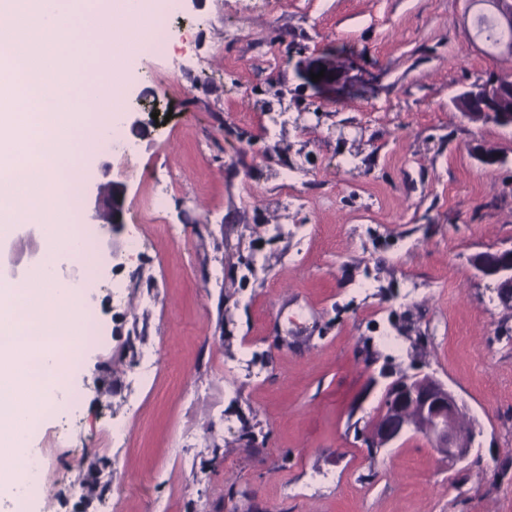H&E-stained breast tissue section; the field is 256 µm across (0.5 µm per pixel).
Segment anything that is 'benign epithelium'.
I'll return each mask as SVG.
<instances>
[{
  "label": "benign epithelium",
  "mask_w": 512,
  "mask_h": 512,
  "mask_svg": "<svg viewBox=\"0 0 512 512\" xmlns=\"http://www.w3.org/2000/svg\"><path fill=\"white\" fill-rule=\"evenodd\" d=\"M492 7L498 26L512 29V0H485ZM462 115L472 121L492 122L512 127V85L497 74L477 84L474 92L455 101ZM125 189L112 182L109 191L95 202V217L106 222L112 234L124 224ZM473 266L482 276L495 282L501 303L512 306V247L483 252L474 256ZM464 405L447 385L430 374L404 375L390 383L384 391L381 411L366 433L370 448H388L408 434L425 437L431 447L451 464L465 461L474 434L461 438L458 425Z\"/></svg>",
  "instance_id": "obj_1"
}]
</instances>
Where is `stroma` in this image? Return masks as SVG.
Here are the masks:
<instances>
[{"instance_id":"35a3bbf8","label":"stroma","mask_w":512,"mask_h":512,"mask_svg":"<svg viewBox=\"0 0 512 512\" xmlns=\"http://www.w3.org/2000/svg\"><path fill=\"white\" fill-rule=\"evenodd\" d=\"M169 2L176 52L124 63L146 133L127 129L129 159L95 153L81 202L90 223L123 182L119 241L143 252L118 302L99 259L112 339L68 381L84 448L39 421L52 466L30 512H512V307L471 263L512 246V129L454 105L512 73L475 36L483 0ZM42 248L17 224L0 261L24 281ZM417 373L475 423L464 463L420 436L366 447L385 387ZM116 422L129 439L101 450Z\"/></svg>"}]
</instances>
